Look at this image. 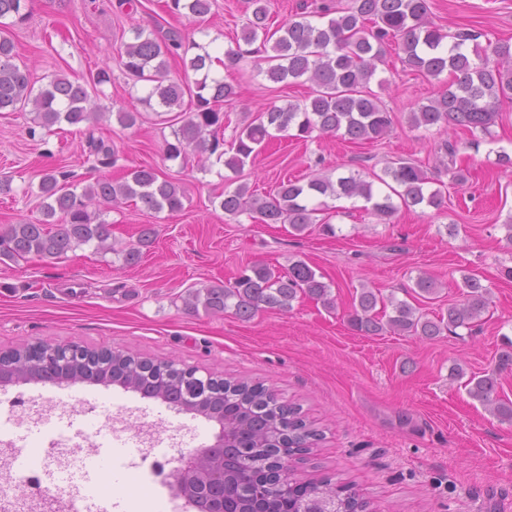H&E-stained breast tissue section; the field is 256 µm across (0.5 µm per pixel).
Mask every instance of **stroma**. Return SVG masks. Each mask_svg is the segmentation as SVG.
<instances>
[{
    "instance_id": "obj_1",
    "label": "stroma",
    "mask_w": 512,
    "mask_h": 512,
    "mask_svg": "<svg viewBox=\"0 0 512 512\" xmlns=\"http://www.w3.org/2000/svg\"><path fill=\"white\" fill-rule=\"evenodd\" d=\"M434 23L450 30L478 32L481 53L512 40V0H429ZM251 16L248 0H214L205 20L170 13L165 0H29L28 18L13 27L18 65L35 85L53 74L91 80L108 70L91 106L93 125L46 130L30 114L0 112V228L42 220L38 189L43 170L68 174L78 187L100 178L116 179L128 169L151 165L186 191L182 211L155 213L143 205H100L112 226L113 252L81 246L58 258L36 256L0 262V351L24 343L77 344L136 353L216 374L262 382L286 401L300 404L308 421L324 433L312 454L290 463L293 477L308 482L324 476L352 486L369 512H512V423L498 419L449 378L452 365L466 373L492 368L504 338L512 339V174L496 163V149L512 153V102L502 101L491 126L492 143L467 147L468 133L411 128L410 112L443 89L444 80L405 69L387 52L370 88L393 113L395 124L375 143H351L314 135L285 139L247 164L240 180L266 195L288 179H364L393 162L411 159L434 176L440 208L400 210L383 222L348 200L321 211L311 232L294 235L286 224H260L224 214L223 163L200 165L197 157L167 160L166 141L174 115L154 111L144 98L149 83L134 82L118 62L120 48L139 27L166 38H183L215 50L234 46ZM239 95L224 103V138L269 104L300 103L310 87L274 84L250 61L224 72ZM142 113L135 128L121 127L118 109ZM108 140L112 157L91 155L88 134ZM459 149L447 169L436 170L445 142ZM468 180L456 184L453 173ZM457 224L449 233L448 224ZM157 236L141 262L122 265L115 250L136 243L142 225ZM303 260L330 284L335 309L302 296L290 311H262L242 321L232 312H187L188 291L231 280L253 262L287 266ZM437 279L439 291L423 298L414 291L421 273ZM476 275L490 291L488 311L474 329H458L432 340L403 333L363 336L348 319L353 298L368 287L418 308L424 317L445 314L462 298V277ZM81 397L142 422L161 435L180 433L184 447L214 441L215 422L161 400L110 385L31 382L0 388V414L47 399ZM174 465L161 477L122 467L103 485L108 512H126L139 495L152 512H180L184 501L173 487Z\"/></svg>"
}]
</instances>
